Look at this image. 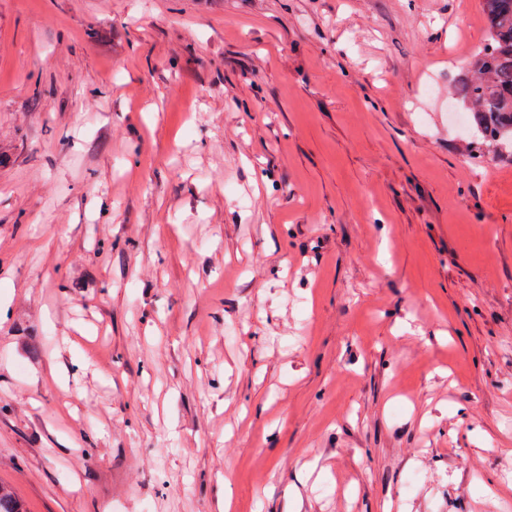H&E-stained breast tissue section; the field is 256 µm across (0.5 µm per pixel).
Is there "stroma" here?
<instances>
[{
  "label": "stroma",
  "instance_id": "1",
  "mask_svg": "<svg viewBox=\"0 0 512 512\" xmlns=\"http://www.w3.org/2000/svg\"><path fill=\"white\" fill-rule=\"evenodd\" d=\"M486 38L480 0H0L26 512H512V164L448 122Z\"/></svg>",
  "mask_w": 512,
  "mask_h": 512
}]
</instances>
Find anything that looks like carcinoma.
I'll return each instance as SVG.
<instances>
[{"mask_svg":"<svg viewBox=\"0 0 512 512\" xmlns=\"http://www.w3.org/2000/svg\"><path fill=\"white\" fill-rule=\"evenodd\" d=\"M487 43L468 59L449 94L473 140L512 163V0H481Z\"/></svg>","mask_w":512,"mask_h":512,"instance_id":"carcinoma-1","label":"carcinoma"}]
</instances>
